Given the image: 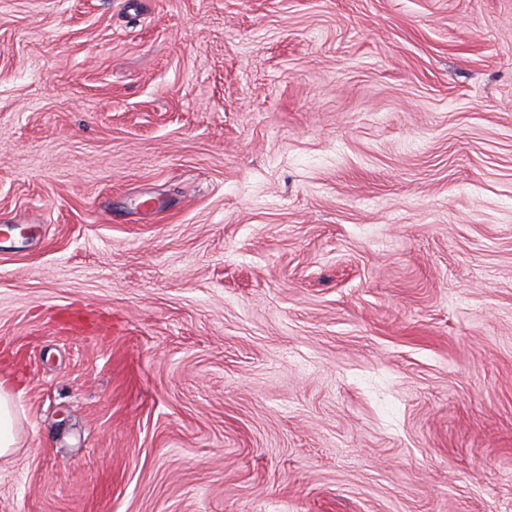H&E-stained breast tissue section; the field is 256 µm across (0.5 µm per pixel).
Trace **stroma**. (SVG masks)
Returning <instances> with one entry per match:
<instances>
[{
	"label": "stroma",
	"mask_w": 512,
	"mask_h": 512,
	"mask_svg": "<svg viewBox=\"0 0 512 512\" xmlns=\"http://www.w3.org/2000/svg\"><path fill=\"white\" fill-rule=\"evenodd\" d=\"M0 512H512V0H0ZM12 382L0 380V457L7 456L16 449L15 411L11 395Z\"/></svg>",
	"instance_id": "obj_1"
}]
</instances>
